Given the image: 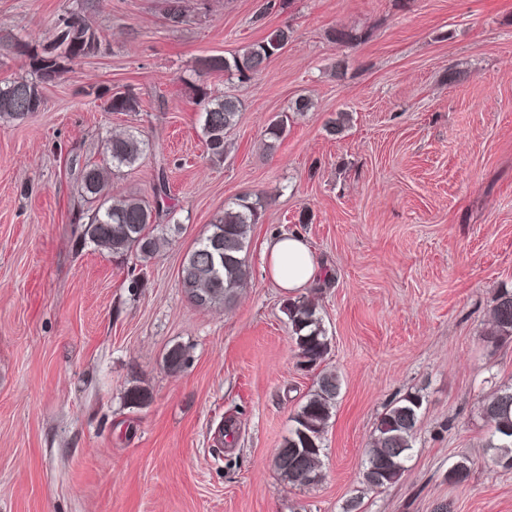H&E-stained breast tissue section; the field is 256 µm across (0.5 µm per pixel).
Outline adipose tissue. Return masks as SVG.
<instances>
[{"label": "adipose tissue", "mask_w": 512, "mask_h": 512, "mask_svg": "<svg viewBox=\"0 0 512 512\" xmlns=\"http://www.w3.org/2000/svg\"><path fill=\"white\" fill-rule=\"evenodd\" d=\"M261 256L265 272L283 291L310 286L317 276L310 247L300 234H271L262 245Z\"/></svg>", "instance_id": "adipose-tissue-1"}]
</instances>
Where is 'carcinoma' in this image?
I'll return each instance as SVG.
<instances>
[{"instance_id":"1","label":"carcinoma","mask_w":512,"mask_h":512,"mask_svg":"<svg viewBox=\"0 0 512 512\" xmlns=\"http://www.w3.org/2000/svg\"><path fill=\"white\" fill-rule=\"evenodd\" d=\"M290 38L288 27L273 28L261 41L229 57L212 56L202 62V67L210 72L257 75L266 70L271 57L283 50ZM105 42L106 35L86 16L79 17V23L66 30L58 29L56 44L60 52L32 57L36 77L0 85V118L23 121L41 111L44 106L42 85L61 76L64 61L94 56ZM197 105L202 112V133L207 149L213 158L222 160L226 156L227 136L237 125L242 103L202 87ZM138 108V98L129 91L111 94L106 100L108 112H136ZM288 121V115H280L265 128L268 148H275L285 137ZM151 148L152 143L132 131L112 137L107 140L101 162L86 165L80 182L82 196L97 203L84 225V237L108 247L114 256L133 255L143 263L156 257L159 251L154 226L159 215L169 209L166 202L170 199L164 177H159L155 184L152 203L133 196L103 199L101 193L112 171L133 166ZM266 205L267 201L259 195L237 199L210 224L209 234L187 252L179 269V279L185 294L197 308L230 304L237 289L248 280L246 253L250 230L258 223ZM284 311L301 363L308 367L320 364L328 353L330 341L317 306L300 296L286 300ZM492 316L486 341L497 344L512 340V290L502 289L497 293ZM340 390L341 382L335 373H320L313 390L296 412L294 426L274 459L276 469L288 484L304 485L301 480L304 474L311 476L312 484L319 480L324 433ZM422 405L420 394L409 393L381 415L361 464V483L366 489H382L402 477L406 462L411 458ZM482 411L489 425L488 447L496 451V462L504 468L512 463V385L501 386L485 401ZM469 474L467 460L459 461L448 470V483L461 485Z\"/></svg>"}]
</instances>
